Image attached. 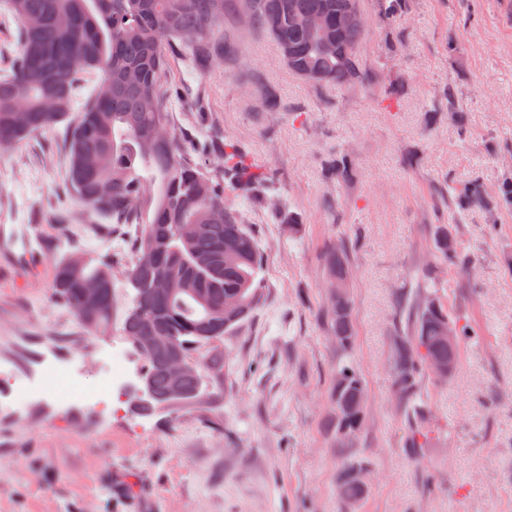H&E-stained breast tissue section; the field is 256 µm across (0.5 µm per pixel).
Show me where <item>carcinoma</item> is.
<instances>
[{"instance_id": "1", "label": "carcinoma", "mask_w": 512, "mask_h": 512, "mask_svg": "<svg viewBox=\"0 0 512 512\" xmlns=\"http://www.w3.org/2000/svg\"><path fill=\"white\" fill-rule=\"evenodd\" d=\"M238 0H6L17 22L19 52L13 71L0 75V142H21L31 135L63 125L60 133L68 143V182L78 198L102 219L125 227L133 260L126 278L134 295L122 323V335L138 339L161 331L172 336L185 354L193 348L224 339V335L247 322L258 301V273L262 254L257 235L242 214L224 204V181H230L247 196L262 199L280 211L274 197L263 193L266 180L250 173L237 148L224 147V168L210 174L187 159L189 147L176 134L161 102V79L169 68V49L179 47L184 56L199 63L218 53L209 43L216 22L224 20L228 2ZM360 0H254V11L246 24L257 26L277 43L288 68L294 73L312 63L328 83H344L357 75L356 51L365 31L342 29L339 46L319 49L311 35L288 23V10L311 14L322 7L336 15ZM102 74L99 85L80 100L77 76L82 72ZM81 108H76L77 102ZM80 115L73 124L69 113ZM161 126L169 141L156 144L149 133ZM112 187L111 199L103 203L97 185ZM435 254L460 269L470 263L448 238V226L438 225ZM153 255L154 268L143 273L139 263ZM329 277L349 279L345 251L325 254ZM113 261L98 253H84L60 262L52 295L90 329L108 326L115 294ZM163 276L176 285V292L159 298L146 291L148 281ZM90 279L103 283L95 300L84 299V284ZM235 297L238 317L224 321L210 337L200 326L212 319L213 309L224 298ZM407 331L393 337L397 363L392 371L395 392L403 405L409 430L408 451L416 457L425 447L427 406L421 388L428 363L443 358L458 365L461 345L476 331L452 317L448 308L425 292L415 295L408 309ZM336 346L352 350V313L330 312ZM450 321L456 329L453 349L438 342L440 326ZM149 382L150 400L138 411H153L168 400L170 383L158 367L160 350L138 345ZM224 366L215 357L207 366H197L182 384L187 393H202L204 369ZM365 394L361 374L350 358L336 365L333 401L344 403L350 413L336 417V444L352 443L363 418L359 407ZM367 466L364 458L351 460L339 471L337 486L344 489L341 502L363 498L365 488L350 473Z\"/></svg>"}]
</instances>
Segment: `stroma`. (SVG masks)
I'll list each match as a JSON object with an SVG mask.
<instances>
[{
  "instance_id": "obj_1",
  "label": "stroma",
  "mask_w": 512,
  "mask_h": 512,
  "mask_svg": "<svg viewBox=\"0 0 512 512\" xmlns=\"http://www.w3.org/2000/svg\"><path fill=\"white\" fill-rule=\"evenodd\" d=\"M357 49L360 79L315 84L290 71L271 36L225 14L211 33L224 53L206 67L171 56L161 82L188 96L171 121L189 143L224 141L266 174L298 228L244 197L224 200L256 232L263 260L252 318L192 354L224 360L186 407L103 420L54 400L0 415V512H344L345 459L333 431L339 352L330 321L326 250L348 243L354 347L364 379V426L353 454L370 461L354 512H512V0H402L390 24L379 0ZM352 173L336 177V155ZM63 139L45 130L0 149V359L26 374L72 361L96 384L121 338L128 253L113 269L118 303L103 334L89 331L49 287L74 246H115L65 185ZM479 189L486 205L465 204ZM447 225L473 260L438 271L433 227ZM434 288L480 329L456 374L426 378L430 441L420 458L390 359L400 299Z\"/></svg>"
}]
</instances>
